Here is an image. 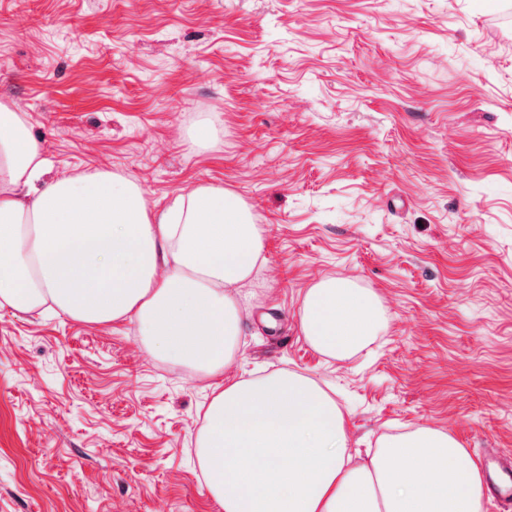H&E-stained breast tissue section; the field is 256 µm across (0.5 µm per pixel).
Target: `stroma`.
I'll use <instances>...</instances> for the list:
<instances>
[{
    "mask_svg": "<svg viewBox=\"0 0 512 512\" xmlns=\"http://www.w3.org/2000/svg\"><path fill=\"white\" fill-rule=\"evenodd\" d=\"M504 0H0V101L55 169L165 204L200 183L263 224L232 376L302 372L353 447L427 424L512 454V21ZM208 122L218 142L189 147ZM324 277L386 329L334 360ZM213 381L135 324L0 310V512H218L196 440ZM300 321L306 341L330 358L353 355L387 326L380 296L350 278H322L307 289Z\"/></svg>",
    "mask_w": 512,
    "mask_h": 512,
    "instance_id": "stroma-1",
    "label": "stroma"
}]
</instances>
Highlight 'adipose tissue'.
Segmentation results:
<instances>
[{"label": "adipose tissue", "mask_w": 512, "mask_h": 512, "mask_svg": "<svg viewBox=\"0 0 512 512\" xmlns=\"http://www.w3.org/2000/svg\"><path fill=\"white\" fill-rule=\"evenodd\" d=\"M263 249V225L224 186L199 184L158 207L118 173L51 174L19 107L0 101V308L130 321L156 357L217 379L196 455L222 512H482V472L450 433L420 425L363 455L314 379L288 369L226 377ZM300 321L316 351L341 359L388 318L377 293L323 278Z\"/></svg>", "instance_id": "obj_1"}]
</instances>
